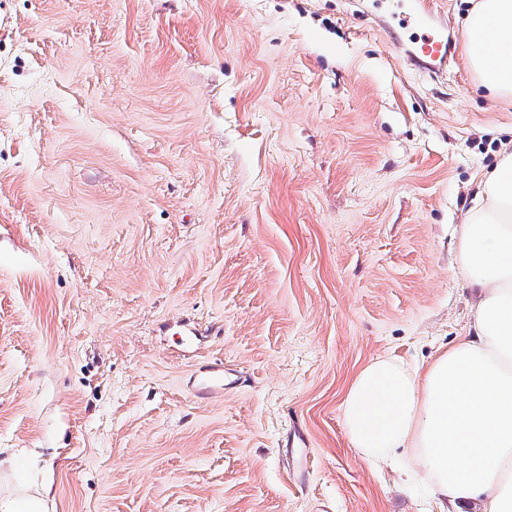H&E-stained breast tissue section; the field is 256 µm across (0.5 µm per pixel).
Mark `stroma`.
<instances>
[{"label":"stroma","instance_id":"obj_1","mask_svg":"<svg viewBox=\"0 0 512 512\" xmlns=\"http://www.w3.org/2000/svg\"><path fill=\"white\" fill-rule=\"evenodd\" d=\"M408 4L0 0V451L38 449L48 512H428L340 403L470 336L454 229L512 99L469 0L443 74ZM460 34L478 85L493 98L512 97V0H476ZM236 383L233 370L218 363L207 368L203 377L194 380L197 392L208 397L221 395L224 391L233 389Z\"/></svg>","mask_w":512,"mask_h":512}]
</instances>
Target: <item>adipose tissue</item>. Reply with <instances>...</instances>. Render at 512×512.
I'll use <instances>...</instances> for the list:
<instances>
[{
	"instance_id": "obj_1",
	"label": "adipose tissue",
	"mask_w": 512,
	"mask_h": 512,
	"mask_svg": "<svg viewBox=\"0 0 512 512\" xmlns=\"http://www.w3.org/2000/svg\"><path fill=\"white\" fill-rule=\"evenodd\" d=\"M460 34L479 86L512 97V0H475ZM456 233L458 271L479 290L472 336L421 366L369 360L348 381L344 427L368 463L409 454L453 512H512V151L482 172Z\"/></svg>"
}]
</instances>
